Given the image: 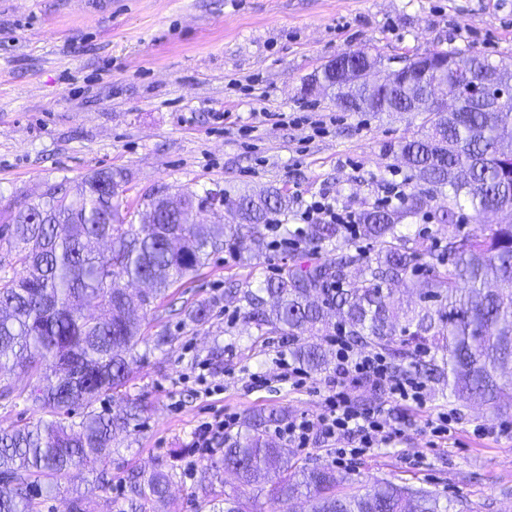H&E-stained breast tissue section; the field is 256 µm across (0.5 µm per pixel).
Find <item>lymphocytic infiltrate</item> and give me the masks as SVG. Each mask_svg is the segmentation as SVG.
Instances as JSON below:
<instances>
[{
  "label": "lymphocytic infiltrate",
  "mask_w": 512,
  "mask_h": 512,
  "mask_svg": "<svg viewBox=\"0 0 512 512\" xmlns=\"http://www.w3.org/2000/svg\"><path fill=\"white\" fill-rule=\"evenodd\" d=\"M332 342L336 346V368L324 397L322 413L314 419L304 415L289 419L278 424L274 432L292 448L309 447L316 437L326 442L354 438V450L337 449L336 456L342 461L351 452L368 455L390 446L401 435L400 429L386 422L381 409H365L353 404L349 396L352 387L369 381L396 400L416 404L423 402L424 393L422 383L416 379L391 376L380 355L352 354L348 341L340 335L333 336Z\"/></svg>",
  "instance_id": "obj_1"
}]
</instances>
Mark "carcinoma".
Segmentation results:
<instances>
[{"mask_svg":"<svg viewBox=\"0 0 512 512\" xmlns=\"http://www.w3.org/2000/svg\"><path fill=\"white\" fill-rule=\"evenodd\" d=\"M348 55L359 68L381 64L365 50ZM484 70L512 78L511 64L480 56L477 71L449 85L458 111L429 112L419 138L389 145L410 171L413 191L398 207L371 205L360 213L376 250L353 248L342 224H310L303 249L278 276L256 289L229 284L223 300L238 304L255 335L288 337L297 360L316 370L324 357L306 336L339 327L349 343L389 354L394 375L446 386L497 413L512 408V221L439 241L403 231L404 221L427 206L431 187L449 190L443 223L464 209L474 220L489 210L512 212V153L499 149L512 142V112H474L468 103V88ZM432 79L407 59L403 79L385 89L372 111H413L414 94L427 93ZM314 81L337 90L344 110L367 111L360 99H344L330 67ZM125 184L122 172L100 169L72 189L51 185L39 202L10 211L0 229V241H7L0 258V374L18 367L28 376L20 392L0 378V400H21L41 412L35 421L0 430V512H40L59 480L76 474L82 484L68 489L67 512H94L93 496L112 483L104 464L115 436L129 433L144 412L139 399L117 410L96 407L133 377L144 342L137 311L167 297L218 249L239 255L246 238L252 257L262 255L270 248V224L288 219V194L275 189L224 193L227 223L187 224L184 212L206 206L212 193L172 194L163 187L143 201L140 222L129 224ZM407 281L420 293L404 307L391 285ZM215 304L191 303L185 316L202 326ZM280 421L275 410L253 414L224 436L212 467L234 473L244 488L270 484L274 503L304 492L311 512H471L464 503L456 510L430 492L390 483L345 493L346 475L301 464L269 437ZM177 477L172 464L130 471L126 508L118 512H150ZM196 500L198 512H243L238 499L222 493L200 490Z\"/></svg>","mask_w":512,"mask_h":512,"instance_id":"obj_1","label":"carcinoma"}]
</instances>
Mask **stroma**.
<instances>
[{"label": "stroma", "mask_w": 512, "mask_h": 512, "mask_svg": "<svg viewBox=\"0 0 512 512\" xmlns=\"http://www.w3.org/2000/svg\"><path fill=\"white\" fill-rule=\"evenodd\" d=\"M357 49L386 60L479 51L512 63V0H0V210L108 168L129 175L123 201L134 223L143 199L162 187L200 195L274 187L291 200L279 231L286 246L249 263L213 253L145 314L143 334L170 342L135 366L128 395L147 410L109 462L113 503L125 498L127 472L152 470L180 448L195 472L154 512H196L210 460L192 447L199 425L272 408L321 413L327 371L301 385L284 379L281 337L258 340L221 296L229 282L257 286L287 267L290 244L302 240V201L326 192L358 212L407 178L385 146L415 136L420 115L345 112L304 91L329 61ZM443 202L434 195L407 232L437 240L482 232L475 220L437 223ZM213 298L202 327L170 310ZM350 398L382 408L402 431L392 447L355 460L360 489L389 482L466 500L473 512H512V416L430 387L420 405L368 385ZM440 412L453 431L433 448L426 423Z\"/></svg>", "instance_id": "obj_1"}]
</instances>
